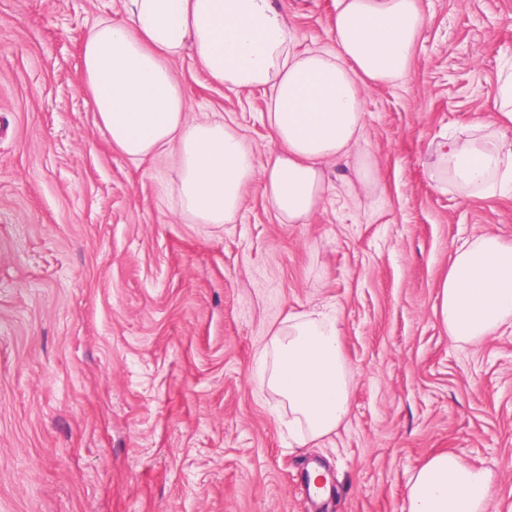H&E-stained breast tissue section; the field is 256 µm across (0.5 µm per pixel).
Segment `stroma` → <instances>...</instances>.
<instances>
[{
  "label": "stroma",
  "mask_w": 512,
  "mask_h": 512,
  "mask_svg": "<svg viewBox=\"0 0 512 512\" xmlns=\"http://www.w3.org/2000/svg\"><path fill=\"white\" fill-rule=\"evenodd\" d=\"M408 76L363 87L362 191L344 164L303 224L260 184L231 224L180 214L167 155L114 149L82 92L83 43L125 0H0V512H406L446 451L512 512V325L457 346L435 315L455 250L512 243V196L437 190L444 134L497 118L512 0H419ZM336 0H288L300 49L334 52ZM192 116L225 121L259 163L280 145L270 89L231 91L171 61ZM332 313L350 411L301 446L255 382L291 314ZM331 492L307 497L303 474Z\"/></svg>",
  "instance_id": "obj_1"
}]
</instances>
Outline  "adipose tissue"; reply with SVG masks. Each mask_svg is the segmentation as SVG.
<instances>
[{
    "mask_svg": "<svg viewBox=\"0 0 512 512\" xmlns=\"http://www.w3.org/2000/svg\"><path fill=\"white\" fill-rule=\"evenodd\" d=\"M426 20L418 0H338L335 53L299 50L286 0H127L126 16L95 24L82 50L83 85L113 145L133 161L176 160L181 211L199 224L233 223L246 186L258 182L285 224H302L326 191L323 162L352 166L375 186L362 160V87L393 83L409 70ZM191 50L230 90L270 87L266 120L281 144L266 165L221 120L190 115L170 62ZM497 121L441 137L430 178L444 193L512 196V66L494 89ZM437 318L471 345L512 325V245L475 236L449 259ZM261 387L287 404L299 444L328 436L346 418L350 371L333 316L289 315L258 356ZM490 480L451 454L429 458L407 485V512H486Z\"/></svg>",
    "mask_w": 512,
    "mask_h": 512,
    "instance_id": "obj_1",
    "label": "adipose tissue"
}]
</instances>
